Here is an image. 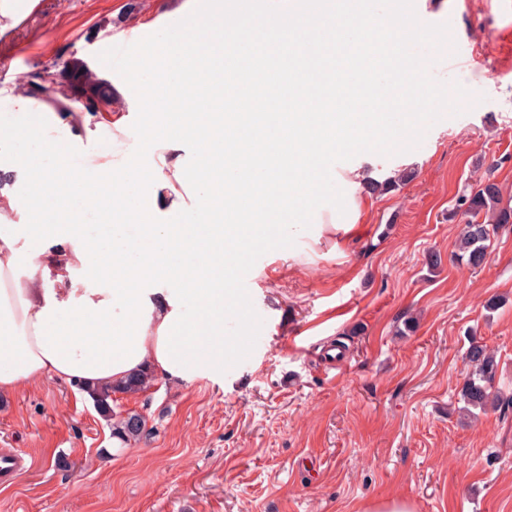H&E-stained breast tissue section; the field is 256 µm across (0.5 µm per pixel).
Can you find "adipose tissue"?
I'll use <instances>...</instances> for the list:
<instances>
[{
    "label": "adipose tissue",
    "instance_id": "obj_1",
    "mask_svg": "<svg viewBox=\"0 0 512 512\" xmlns=\"http://www.w3.org/2000/svg\"><path fill=\"white\" fill-rule=\"evenodd\" d=\"M165 69L161 101L141 93L146 75ZM128 111L84 114L74 120L36 97L15 93L20 111L33 112L40 125L69 129L68 138L50 142L55 158L46 169L31 154L17 152L12 125L0 124V172L13 175L14 187L0 188V395L46 378L79 387H105L148 368L178 382L224 363L207 322L215 312L235 313L233 288L223 286L221 255L266 236L256 223L253 198L267 211L295 200L298 192L314 197L319 174L302 175L299 159L288 158V179L263 176L239 180L235 162H225L223 193L193 176L192 153L212 152L214 138L199 134L178 112L184 85L200 76L194 33L183 29L152 44L130 40L119 66ZM233 76L235 111L224 115V135L252 150L256 115ZM137 127L136 162L111 169H73L71 157L98 145L108 129ZM343 192L329 207L335 218L317 224L314 243L347 235L357 224L364 199L357 190L366 179L362 168L335 173ZM38 184L44 193L59 187L100 201L113 216L138 223L139 231L123 253L104 258L85 227L63 213L45 224L32 216L23 192ZM183 188L188 201L174 198ZM224 207L223 238L198 225L202 207ZM21 222H14V215Z\"/></svg>",
    "mask_w": 512,
    "mask_h": 512
}]
</instances>
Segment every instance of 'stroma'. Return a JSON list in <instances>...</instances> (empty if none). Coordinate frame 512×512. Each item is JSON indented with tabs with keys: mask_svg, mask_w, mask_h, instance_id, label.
Instances as JSON below:
<instances>
[{
	"mask_svg": "<svg viewBox=\"0 0 512 512\" xmlns=\"http://www.w3.org/2000/svg\"><path fill=\"white\" fill-rule=\"evenodd\" d=\"M183 0H42L4 38L0 120L18 150L43 153L8 95L47 68L71 87L84 65L110 84L102 49L113 35L166 27ZM474 61L440 53L434 73L480 99L445 117L412 151L375 156L377 174L411 168L389 193L366 192L355 235L336 255L264 254L249 272L264 340L220 375L157 380L115 394L147 434L115 442L93 401L53 378L0 396V448L23 449L32 470L0 487V512H362L401 499L415 512H512V412L461 411L463 354L482 342L498 363L494 390L512 398V224L492 237L482 266L455 257L451 215L464 189L496 182L512 200V0H448ZM44 35L48 50L35 49ZM136 130L105 135L77 167L136 156Z\"/></svg>",
	"mask_w": 512,
	"mask_h": 512,
	"instance_id": "1",
	"label": "stroma"
}]
</instances>
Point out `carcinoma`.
I'll return each instance as SVG.
<instances>
[{
	"label": "carcinoma",
	"instance_id": "carcinoma-1",
	"mask_svg": "<svg viewBox=\"0 0 512 512\" xmlns=\"http://www.w3.org/2000/svg\"><path fill=\"white\" fill-rule=\"evenodd\" d=\"M91 95L86 99L85 109L93 112L102 103L112 102L110 87L93 74L84 73ZM452 216L464 219L465 225L460 240L458 260L476 268L483 264L489 247L490 226L512 224V205L503 202L502 192L497 183L480 181L470 186L469 192L461 195ZM465 365L469 368L467 380L461 392L464 411L484 410L495 403L492 384L497 372V363L487 346L473 339L464 354ZM156 380L151 372H141L130 377L121 386H105L91 392L97 410L106 420L112 422V434L123 443L138 440L146 431L145 418L134 412L117 413L112 408V395L116 393L135 394L150 388Z\"/></svg>",
	"mask_w": 512,
	"mask_h": 512
}]
</instances>
